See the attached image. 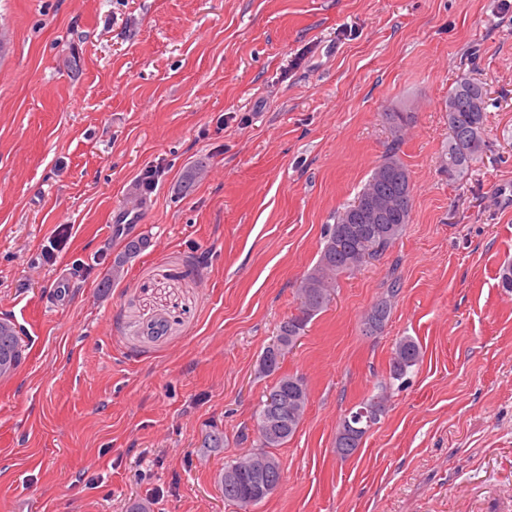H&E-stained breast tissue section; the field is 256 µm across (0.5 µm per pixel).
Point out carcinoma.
<instances>
[{"label": "carcinoma", "mask_w": 512, "mask_h": 512, "mask_svg": "<svg viewBox=\"0 0 512 512\" xmlns=\"http://www.w3.org/2000/svg\"><path fill=\"white\" fill-rule=\"evenodd\" d=\"M490 98L483 84L466 76L460 77L448 92V127L451 138L448 142L445 167L448 180L455 181L464 176L473 164L482 159L487 150L485 126ZM386 119L394 135L399 137L413 121L410 112H391ZM378 189L399 196L412 197L410 174L396 152L392 151L373 169L362 191ZM412 204L390 215L376 229L368 234L358 235L343 223L344 211L336 212L334 223L326 225L322 246L316 263L300 281L297 294V313L289 316L279 326L282 346L278 355L267 358L260 356L257 374L261 377H275L266 388L263 398L254 413L253 447L242 457L224 463L228 472L248 459L269 458L276 466V480L282 479V468L275 449L283 447L297 432L309 401L305 379L296 374L280 373L281 365L295 346L307 324L318 316L330 303L338 279L343 274H352L361 269L363 262L358 252L366 251L371 259L381 257L399 238L411 221ZM143 242L136 240L125 245L124 251L115 257L112 269L103 278L102 287L121 277L125 265L136 258ZM399 283L394 281L387 293L379 298L365 317L364 326L369 334L385 326L392 311V299L398 294ZM20 331L15 323L0 318V375L11 373L21 363ZM423 352L420 344L411 336L396 340L391 353L388 378L376 386L377 393L362 400L358 407H371L383 413L394 382L403 381L412 368L419 365ZM362 436L347 426V418L338 424L333 451L342 460L350 458L358 450ZM224 500L239 507L241 512L259 504L253 492L244 485L234 484L224 490Z\"/></svg>", "instance_id": "1"}]
</instances>
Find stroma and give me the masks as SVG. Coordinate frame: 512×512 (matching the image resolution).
<instances>
[{"instance_id":"stroma-1","label":"stroma","mask_w":512,"mask_h":512,"mask_svg":"<svg viewBox=\"0 0 512 512\" xmlns=\"http://www.w3.org/2000/svg\"><path fill=\"white\" fill-rule=\"evenodd\" d=\"M1 31L0 317L25 351L0 377V512H132L154 494V512H238L220 476L251 448L257 360L326 224L392 150L411 222L286 355L309 405L253 512H512V0H0ZM463 75L489 92L487 151L452 181ZM390 112L414 115L402 138ZM135 236L148 248L100 292ZM394 278L389 322L364 335ZM158 319L166 334L137 335ZM402 336L419 366L337 458L341 417Z\"/></svg>"}]
</instances>
